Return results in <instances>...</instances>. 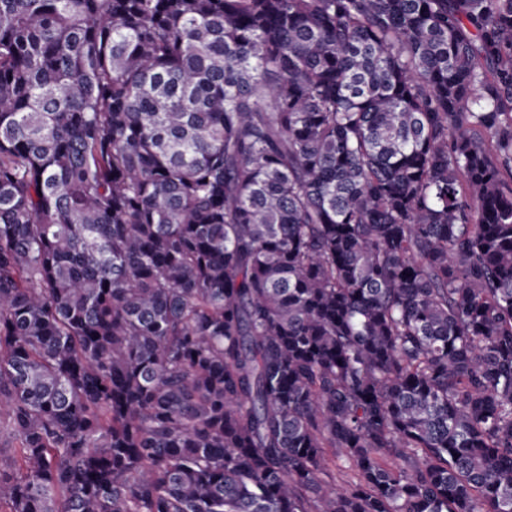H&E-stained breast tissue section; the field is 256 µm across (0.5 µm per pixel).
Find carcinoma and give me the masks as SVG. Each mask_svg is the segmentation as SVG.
Segmentation results:
<instances>
[{"instance_id":"obj_1","label":"carcinoma","mask_w":512,"mask_h":512,"mask_svg":"<svg viewBox=\"0 0 512 512\" xmlns=\"http://www.w3.org/2000/svg\"><path fill=\"white\" fill-rule=\"evenodd\" d=\"M0 402V512H512V0H0Z\"/></svg>"}]
</instances>
